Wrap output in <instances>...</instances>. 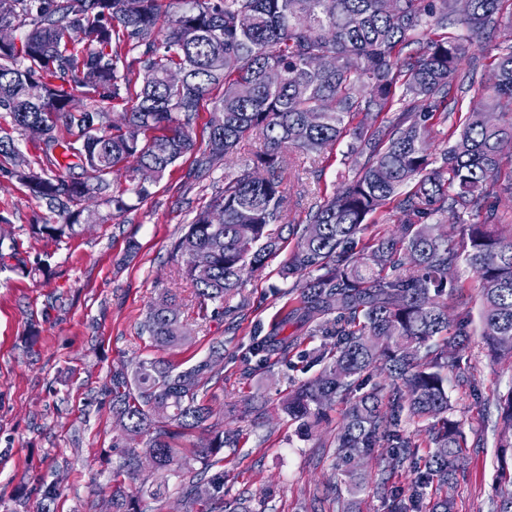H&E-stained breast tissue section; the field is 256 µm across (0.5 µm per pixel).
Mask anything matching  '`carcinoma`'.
Here are the masks:
<instances>
[{
  "instance_id": "carcinoma-1",
  "label": "carcinoma",
  "mask_w": 512,
  "mask_h": 512,
  "mask_svg": "<svg viewBox=\"0 0 512 512\" xmlns=\"http://www.w3.org/2000/svg\"><path fill=\"white\" fill-rule=\"evenodd\" d=\"M504 0H0V160L4 172L59 212L57 224H33L38 238L60 242L76 233L84 203L97 199L118 213L148 199L143 167L155 179L180 158L194 155L196 172L209 173L245 142L260 150L210 201L172 244L173 260L191 282L200 321L231 312L246 273L264 271L296 238L282 271L296 278L300 306L291 315L311 331L336 338L317 362L322 371L283 404L304 425L319 422L324 405L348 403L336 435V456H368L386 446L378 482L367 472L349 475L337 493L340 512H359L358 496L372 486L392 501L390 512H423L428 489L458 483L466 438L450 417L448 374L461 357L448 352V297L466 305L468 285L448 276L461 265L475 277L481 335L499 358L512 356V230L499 214V173L512 159V26L499 33V53L486 92L471 103L462 128H448L447 148L433 157L434 120L451 113L454 83L474 79L464 70V42L496 30ZM168 14L166 32L157 24ZM417 44L402 55L397 47ZM324 55L336 67L317 64ZM181 68L182 84L166 74ZM282 80L269 85L265 72ZM212 119L205 149L190 127L211 90ZM92 105L72 110L73 90ZM125 106L121 121L108 106ZM402 104L393 120L380 115ZM44 134L41 154L19 147L31 128ZM67 136H62V133ZM351 139L353 175L308 211L306 223L286 224L289 154L320 156ZM81 174H74L75 170ZM125 185L112 188V175ZM410 187L405 192L403 188ZM248 212L250 222H239ZM387 211L397 230L363 241L369 218ZM454 220L455 238L438 233L434 218ZM288 236H283V231ZM213 263L202 273L198 252ZM467 335L468 321L454 323ZM141 332L171 349L186 340L176 299L148 307ZM296 339L255 338L249 357L264 365L288 355ZM223 346L179 369L157 359L112 371V412L120 426L113 447L127 449L133 473L140 455L151 462L150 495L161 498L168 477L181 469L171 440L223 414L198 400V389ZM382 384L367 386L374 372ZM496 447L512 448V388L496 401ZM421 426L424 438L403 433ZM146 439L145 448L139 440ZM238 435L215 432L199 445L200 470H187L183 512H248L224 502L222 448ZM429 452L420 453L421 447ZM416 474L410 504L397 501L390 481L405 465ZM213 496L202 501L197 485ZM490 512H512V474L492 499Z\"/></svg>"
}]
</instances>
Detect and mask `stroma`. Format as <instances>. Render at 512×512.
<instances>
[{"instance_id": "35a3bbf8", "label": "stroma", "mask_w": 512, "mask_h": 512, "mask_svg": "<svg viewBox=\"0 0 512 512\" xmlns=\"http://www.w3.org/2000/svg\"><path fill=\"white\" fill-rule=\"evenodd\" d=\"M496 43L489 34L467 42L465 57L476 63L477 77L458 93L448 124L435 125L433 152H441L449 125H461L471 101L483 93ZM258 148L250 143L202 178L195 177L191 157H183L138 209L118 215L90 203L89 222L59 243L30 230L57 221V213L0 172V243L18 248L16 257L0 263V512H14L22 494L28 512H38L42 486L51 482L60 490L54 512H112L113 474L124 461L123 449L112 445L119 433L108 393L113 368L150 358L187 367L218 344L224 359L200 387L199 399L217 409L251 398L263 406L260 416L228 413L220 424L238 435L236 447L221 452L225 501L245 502L251 512H337L336 495L348 480L335 448L344 402L329 404L308 435L281 409L289 394L320 371L314 358L331 348L332 338L284 325L298 298L293 279L280 275L278 259L263 273L245 275L241 311L197 321L194 290L170 254L193 210ZM354 161L344 141L316 160L292 153L288 221L304 223L311 203L351 177ZM46 252L52 255L48 273L18 269V262L33 263ZM164 293L176 296L189 331L187 343L171 350L155 347L141 333L149 304ZM448 313L469 317L470 336L463 342L448 338L468 378L463 385L448 380L453 415L468 446L464 477L447 493L455 512H488L502 469L512 470V448L499 453L492 433L494 402L512 388V357L490 358L480 336L478 301L464 310L449 305ZM285 334L298 339L288 359L272 357L262 368L246 364L252 336ZM149 471L145 465L123 476L125 493L137 496L141 512H182L180 478L170 477L168 492L154 499L140 488Z\"/></svg>"}]
</instances>
